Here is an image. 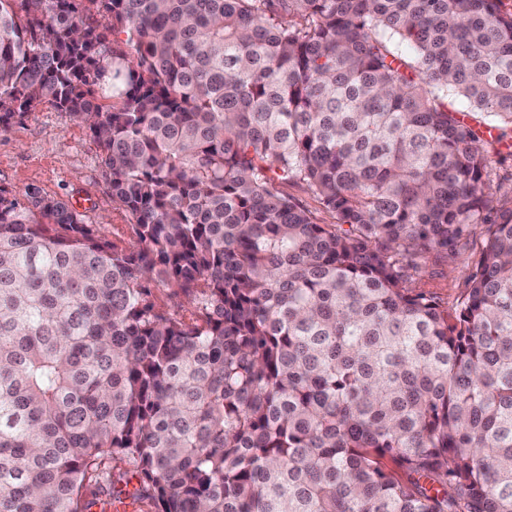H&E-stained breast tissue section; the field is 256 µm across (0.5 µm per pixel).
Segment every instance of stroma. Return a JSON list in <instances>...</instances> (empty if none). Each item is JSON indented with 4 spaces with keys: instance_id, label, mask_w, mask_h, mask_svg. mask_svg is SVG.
<instances>
[{
    "instance_id": "stroma-1",
    "label": "stroma",
    "mask_w": 512,
    "mask_h": 512,
    "mask_svg": "<svg viewBox=\"0 0 512 512\" xmlns=\"http://www.w3.org/2000/svg\"><path fill=\"white\" fill-rule=\"evenodd\" d=\"M73 203L86 223L98 224L107 240L119 241L133 218L112 199L101 150L86 126L68 113L43 104L15 120L0 134V189L24 198L28 189ZM468 274L462 263H428L413 286L452 305ZM113 484H92L85 493L100 503L93 512H155L140 488L133 467L113 466Z\"/></svg>"
}]
</instances>
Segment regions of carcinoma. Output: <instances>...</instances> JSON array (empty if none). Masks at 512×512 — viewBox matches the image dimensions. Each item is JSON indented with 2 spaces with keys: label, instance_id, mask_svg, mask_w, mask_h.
Wrapping results in <instances>:
<instances>
[{
  "label": "carcinoma",
  "instance_id": "carcinoma-1",
  "mask_svg": "<svg viewBox=\"0 0 512 512\" xmlns=\"http://www.w3.org/2000/svg\"><path fill=\"white\" fill-rule=\"evenodd\" d=\"M80 2L0 0V132L86 124L134 223L0 190V512H89L115 457L155 512H512V12ZM475 234L451 308L412 288ZM280 189L284 193L293 196L303 207L312 211L318 218L319 222L329 224L332 221L330 216L321 210L320 205L312 195L304 191L302 188L295 185L282 184L280 185Z\"/></svg>",
  "mask_w": 512,
  "mask_h": 512
}]
</instances>
